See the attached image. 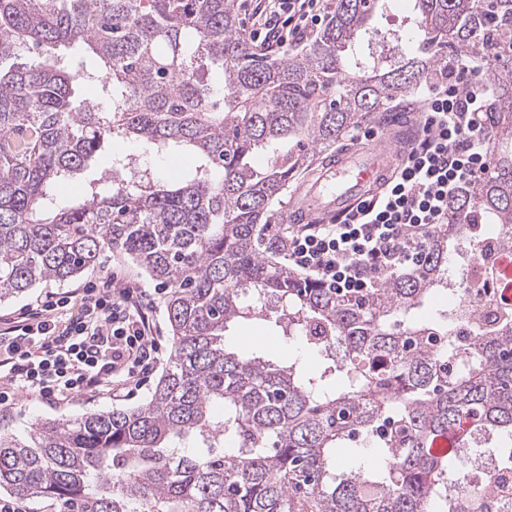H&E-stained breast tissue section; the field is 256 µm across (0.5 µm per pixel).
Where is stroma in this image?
Instances as JSON below:
<instances>
[{
    "mask_svg": "<svg viewBox=\"0 0 512 512\" xmlns=\"http://www.w3.org/2000/svg\"><path fill=\"white\" fill-rule=\"evenodd\" d=\"M413 7L412 0H388L385 8L379 9L373 18L375 28L386 34H395L415 43L421 35L409 23ZM396 120L391 126L373 124L375 134H387L394 141L409 143L413 134L418 113L419 97L409 93L391 104ZM116 276L136 291L142 292L143 300L149 308V317L153 320L156 336L161 347L159 360L149 376L150 383L140 389L131 399H116L107 394L96 396L82 395L67 399L60 404H50L38 395L17 390L11 394L7 406L0 407V431L25 436L32 423L44 419H73L91 412L109 411L116 408H132L145 403L151 395V385L157 382L163 373L171 349V336L164 306V293L142 268L127 255L117 252H105L99 262L79 277L66 282H40L19 296L8 297L0 301V319H11L19 313L37 307L40 300L49 292H67L87 285H100ZM275 314L255 319L244 325L229 328L225 336L228 346L240 351L251 352L272 360H278L290 354L309 358L310 352L302 342L288 343L281 340L275 324Z\"/></svg>",
    "mask_w": 512,
    "mask_h": 512,
    "instance_id": "obj_1",
    "label": "stroma"
}]
</instances>
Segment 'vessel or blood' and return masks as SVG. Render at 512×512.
I'll return each instance as SVG.
<instances>
[{"label":"vessel or blood","mask_w":512,"mask_h":512,"mask_svg":"<svg viewBox=\"0 0 512 512\" xmlns=\"http://www.w3.org/2000/svg\"><path fill=\"white\" fill-rule=\"evenodd\" d=\"M395 156L392 143L384 138L360 151L347 149L333 155L318 178L308 183L292 211V221L305 224L342 216L387 179Z\"/></svg>","instance_id":"b4317fda"}]
</instances>
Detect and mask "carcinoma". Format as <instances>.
<instances>
[{"label":"carcinoma","mask_w":512,"mask_h":512,"mask_svg":"<svg viewBox=\"0 0 512 512\" xmlns=\"http://www.w3.org/2000/svg\"><path fill=\"white\" fill-rule=\"evenodd\" d=\"M383 2L335 0L317 40L269 60L234 0H0V299L117 250L166 289L172 342L145 404L0 433L1 488L67 512H438L461 450L512 448V305L464 343L468 321L426 310L460 240L490 225L512 250V144L450 202L417 271L364 299L260 249L258 226L314 151L438 80L433 51L512 44V0H414L418 46L365 54ZM75 45L90 63L74 72L57 50ZM78 80L106 105L77 99ZM491 81L496 145L512 141V67ZM107 140L196 165L164 182L116 153L104 188L57 205L52 186ZM271 308L314 363L226 347L231 325Z\"/></svg>","instance_id":"1"}]
</instances>
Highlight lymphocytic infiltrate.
Segmentation results:
<instances>
[{
  "mask_svg": "<svg viewBox=\"0 0 512 512\" xmlns=\"http://www.w3.org/2000/svg\"><path fill=\"white\" fill-rule=\"evenodd\" d=\"M334 0H266L251 9L256 45L285 48L325 22ZM422 131L378 194L333 224H291L277 246L307 279L344 298H362L415 269L448 203L489 169L480 120L493 96L484 64L454 62L445 82L420 92ZM81 312L63 319L68 298L46 297L0 333V404L12 389L49 402L71 395L134 393L157 361L149 316L134 289L78 292Z\"/></svg>",
  "mask_w": 512,
  "mask_h": 512,
  "instance_id": "f902f5d3",
  "label": "lymphocytic infiltrate"
}]
</instances>
